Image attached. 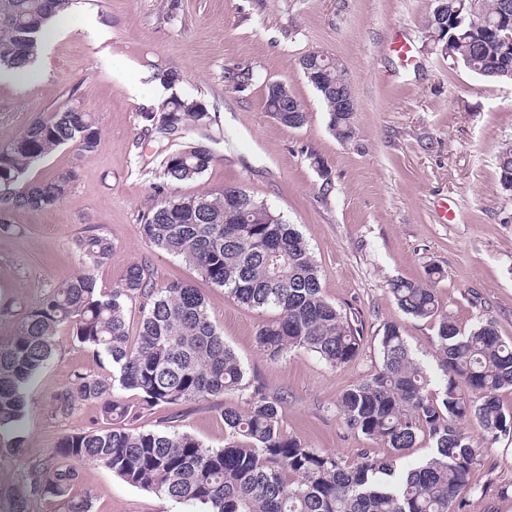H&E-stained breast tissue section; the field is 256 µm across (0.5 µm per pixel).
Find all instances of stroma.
I'll use <instances>...</instances> for the list:
<instances>
[{"mask_svg": "<svg viewBox=\"0 0 512 512\" xmlns=\"http://www.w3.org/2000/svg\"><path fill=\"white\" fill-rule=\"evenodd\" d=\"M430 8V0H106L100 8L77 0L56 18L58 35L32 75L0 82V143L73 103L102 125L91 158L63 146L30 173L36 181L76 169L77 184L64 201L17 213L14 231L0 233V308L14 309L0 315V343L14 335L17 309L79 270L75 240L94 228L113 244L96 271L98 287L110 290L128 266L142 262L158 281L193 282L247 376L286 395V433L349 459L364 449L388 455L346 428L337 402L378 368L385 324L400 325L418 359L437 366L435 323L405 314L389 292L391 280L420 281L428 266H438L439 302L461 330L490 319L512 340V194L497 166L500 150L512 144V83L486 80L435 52L424 37ZM398 35L412 43L410 63L390 48ZM310 51L335 57L347 72L357 102L350 140L330 132L326 107L297 64ZM130 58L140 67L176 69L181 79L166 89L128 68ZM270 81L286 83L302 102L303 127L285 128L265 112ZM175 95L204 99L216 120L185 132V141L207 146L214 161L171 194L238 185L297 225L320 269L323 296L356 313L363 327L356 361L335 369L307 351L270 360L256 340L267 312L238 304L184 261L144 242L141 215L156 194L154 172L169 142L143 115ZM446 204L454 220L444 219ZM57 339L56 356L26 392L20 435L31 459L45 456L63 434L97 423L89 406L62 422L50 415L74 373L112 372L107 359L73 342L69 327ZM244 401L230 391L159 406L139 424L154 429L171 418L177 430L216 448L225 434L218 408ZM81 471L93 512H190L104 467ZM473 481L463 512H512V435L490 445Z\"/></svg>", "mask_w": 512, "mask_h": 512, "instance_id": "35a3bbf8", "label": "stroma"}]
</instances>
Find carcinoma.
<instances>
[{"label": "carcinoma", "mask_w": 512, "mask_h": 512, "mask_svg": "<svg viewBox=\"0 0 512 512\" xmlns=\"http://www.w3.org/2000/svg\"><path fill=\"white\" fill-rule=\"evenodd\" d=\"M72 2L0 0V69L30 68L54 19ZM447 2L453 21L448 36L434 37V10L425 26L435 50L485 79L512 82V36L503 37L498 27L512 0ZM317 67L322 82L314 89L329 114V129L336 139L349 140L356 112L336 111V90L351 88L347 73L324 53ZM143 118L167 138L212 120L201 98L178 96ZM100 139L98 117L70 105L32 120L1 144L0 232L12 231L18 212L56 207L76 185L74 168L28 180L40 161L64 145L88 158ZM213 161L206 146L187 143L163 155L158 178L171 186L194 180ZM498 166L502 188L512 191V145L500 151ZM140 234L237 303L274 311L257 331L267 357L305 350L336 368L361 353L365 336L358 320L324 298L320 270L300 233L246 189L226 186L214 194L157 199L143 216ZM76 249L82 269L49 285L24 308L15 336L0 344V432L21 428L25 391L51 362L64 324L73 341L111 362L112 375L76 374L54 400L51 415L67 420L91 405L102 426L64 434L48 457L26 461L9 512H33L36 502L45 512H93V495L78 490L80 464L103 466L129 485L175 502L199 504L200 512H460L488 444L512 432V412H504L498 399L502 388L512 386V342L490 320L460 330L440 306L437 266L427 268L422 282L391 281L389 291L404 313L437 325L442 395H430L431 373L413 356L401 327L385 325L378 339L381 366L342 393L338 415L348 429L393 453L377 457L364 450L348 462L284 431V397L246 378L198 288L181 280L161 283L141 263L129 266L106 292L97 288L94 270L111 256L112 240L92 229L76 240ZM133 302L140 305V326L132 337L127 310ZM118 390L135 392L138 406L122 400ZM228 391L245 393L246 407L220 410L226 432L221 448L168 425L134 426L157 406L205 402ZM469 420L481 437L465 433L462 423ZM425 432L432 455L405 467L401 452Z\"/></svg>", "instance_id": "carcinoma-1"}]
</instances>
